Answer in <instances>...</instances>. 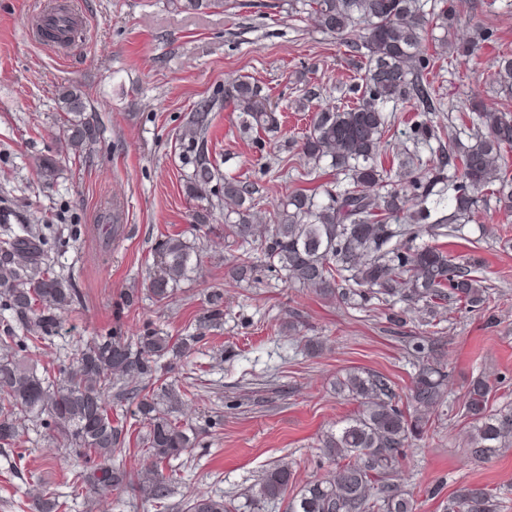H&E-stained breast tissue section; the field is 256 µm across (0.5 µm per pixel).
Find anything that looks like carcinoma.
<instances>
[{
	"instance_id": "obj_1",
	"label": "carcinoma",
	"mask_w": 512,
	"mask_h": 512,
	"mask_svg": "<svg viewBox=\"0 0 512 512\" xmlns=\"http://www.w3.org/2000/svg\"><path fill=\"white\" fill-rule=\"evenodd\" d=\"M188 13L224 8V0H175ZM308 10L321 32L363 52L366 75L349 87L354 102L337 105L313 93L296 109L312 111L308 130L298 144V155L312 167L320 164L342 174L346 184L335 188L319 184L299 188L266 213L256 197L255 183L228 177L202 148L214 120L218 101L238 113L247 136L272 135L281 127L280 112L247 76L224 82L222 99L196 102L177 134L182 145L185 194L203 202L193 222L208 227L220 213L224 233L244 242L260 241L269 269L283 274L288 285L307 288L322 298L341 293L349 304L363 306L373 299L396 298L433 308L443 302L467 311H481L489 294L475 276L478 261L448 254L437 239L474 222L487 230L493 213H512V112L493 104L471 108L474 143L446 147L441 127L430 118L437 111L431 88L423 80L433 62L424 44L427 27L450 33L455 6H442L426 17L419 0H288V10ZM41 36L69 42L79 28L71 20L59 28L39 26ZM497 82L512 97V55L498 59ZM60 108L68 116L66 149L82 153L93 142V125L84 94L76 87L63 89ZM412 103L423 119L409 128L414 146L432 147V167L416 154L399 163L397 183L380 195L373 188L387 170L381 158L395 126L396 114L388 104ZM39 178L52 184L59 175L57 161L44 158L37 165ZM495 199L489 208L488 198ZM423 235L433 245L416 246ZM195 252L172 236L159 251L161 274L149 291L162 302L173 295L171 285L195 267ZM255 265L249 253L238 256L231 275L238 282L251 279ZM77 303V290L44 262L42 238L25 227L0 247V307L9 320L0 334V446L16 445L29 425L52 432L55 444L73 450L85 462L73 483L99 496L130 489L146 499L167 497L172 479L164 468L193 444L187 429L172 415L180 391L160 385L162 361L185 355L203 336H187L177 343L152 328L135 336L120 329L84 341L69 363L39 366L28 349L48 344L60 326L59 313ZM412 349L419 359L410 387V408L404 410L386 378L353 369L336 378V394L358 404L353 415L336 423L321 439L323 458L331 469L288 496L293 472L286 462L266 471L245 494L244 503L194 491L187 512H264L271 503L286 502L287 512H415L412 499L391 483L407 448L423 436L427 411L445 397L448 374L441 360L431 355L429 341L415 338ZM129 382L143 386L129 392L134 415L145 428L141 451L145 465L127 470L112 464L126 453L129 429L112 418L105 394ZM492 385L481 375L467 391L464 410L471 420L469 453L476 461H490L512 447V410L490 406ZM447 512H498L492 490L463 485L448 500Z\"/></svg>"
}]
</instances>
